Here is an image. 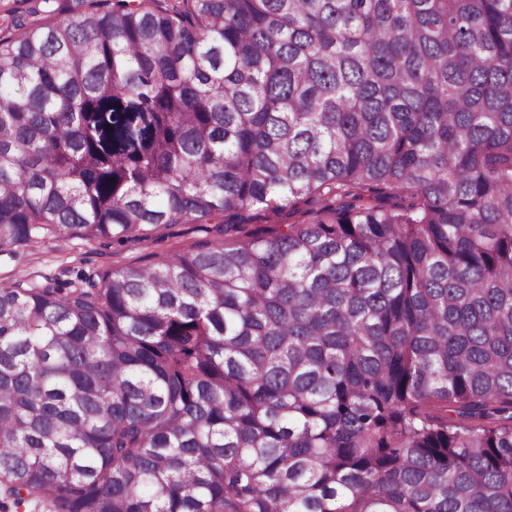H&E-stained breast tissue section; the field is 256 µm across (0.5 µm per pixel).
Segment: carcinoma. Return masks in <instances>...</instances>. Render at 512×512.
<instances>
[{"label": "carcinoma", "instance_id": "carcinoma-1", "mask_svg": "<svg viewBox=\"0 0 512 512\" xmlns=\"http://www.w3.org/2000/svg\"><path fill=\"white\" fill-rule=\"evenodd\" d=\"M16 26L0 252L216 237L0 285V512H512V0ZM305 206L299 205L296 209H286L280 214L264 213L262 216L266 218L258 219L254 224L249 225V229H270L274 228L277 224H300L306 220L307 216L303 215Z\"/></svg>", "mask_w": 512, "mask_h": 512}]
</instances>
